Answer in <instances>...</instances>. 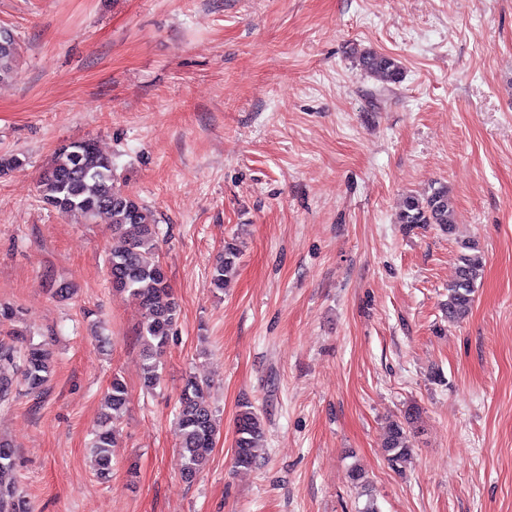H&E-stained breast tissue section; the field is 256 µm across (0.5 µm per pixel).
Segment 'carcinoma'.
I'll list each match as a JSON object with an SVG mask.
<instances>
[{
    "mask_svg": "<svg viewBox=\"0 0 512 512\" xmlns=\"http://www.w3.org/2000/svg\"><path fill=\"white\" fill-rule=\"evenodd\" d=\"M18 55L15 38L0 39V83L13 78ZM364 71L385 83H398L403 77L400 61L374 50L360 57ZM42 201L61 214L90 222L100 215L111 219L116 245L108 254V269L115 290L128 296L140 310L139 337L142 342L143 386L155 388L162 378V356L179 316V304L157 255L159 224L154 212L138 198L115 186L112 157L99 150L91 140L73 142L58 152L37 182ZM400 222L408 225H435L452 237L456 233L454 204L448 187L441 184L427 194L407 195L402 201ZM456 278L448 286L443 304L450 322L464 319L471 311L477 283L482 278L483 262L470 253L474 246L460 242ZM240 251L234 241L224 242V253L211 270L215 287L235 269ZM52 372L51 353L43 344L28 343L23 348L0 343V405H6L22 385L30 392L42 389ZM129 402L128 390L118 376L112 377L107 389L101 420L92 442L96 456L97 477L107 481L112 476V453L119 426ZM420 420L419 408L409 405L399 418L385 426L383 450L396 468L413 452L412 437ZM176 431L182 457L181 476L193 481L205 468L208 454L218 433L213 407L203 399L200 385L188 379L176 407ZM266 428L263 419L244 405L236 417L234 464L250 469L265 448ZM14 449L0 438V512H31L28 500L17 492L14 481ZM352 485L367 497L359 512H378L371 493V480L357 465L349 469Z\"/></svg>",
    "mask_w": 512,
    "mask_h": 512,
    "instance_id": "1",
    "label": "carcinoma"
}]
</instances>
